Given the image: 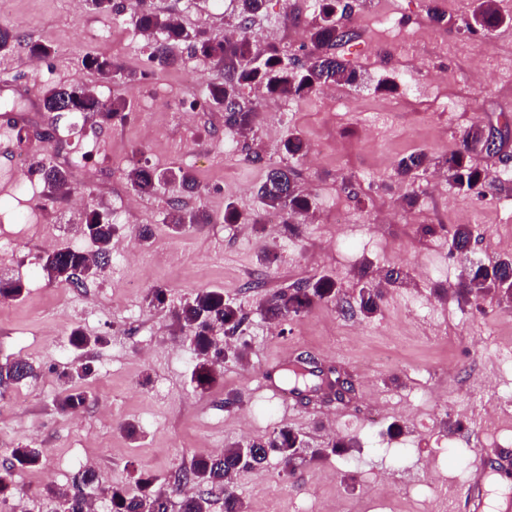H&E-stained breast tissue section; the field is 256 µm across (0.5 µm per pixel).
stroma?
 Instances as JSON below:
<instances>
[{"instance_id":"obj_1","label":"stroma","mask_w":512,"mask_h":512,"mask_svg":"<svg viewBox=\"0 0 512 512\" xmlns=\"http://www.w3.org/2000/svg\"><path fill=\"white\" fill-rule=\"evenodd\" d=\"M347 3L345 22L356 37L336 55L362 82L336 85V105L321 93L267 97L249 157L233 158L225 155L224 140L238 131L225 125L222 109L208 105L182 120L162 110L223 82V64L182 43L172 49L173 65L153 67V45L129 16L91 11L84 0H0V25L52 48L38 72L29 70L24 49L0 57V115L19 118L25 136L17 142L0 127V236L11 241L0 252V278L24 286L20 299L0 301V361L22 357L40 368L37 380L0 401V460L20 445L44 452L40 466L17 471L18 493L13 502H0V512L15 503L25 512H59L49 489L69 486L87 459L112 484L133 482L142 470L166 488L196 457L283 426L310 448L335 437L353 447L291 474L273 457L263 469L239 472L235 486L248 512H325L329 505L337 512H463L460 493L482 451L493 495L512 494V480L496 476L494 454L495 444L512 446V425L488 436L477 419L480 400L512 394V303L488 298L466 305L450 292L465 262L512 255V140L498 154H474L488 175L479 197L428 172L411 184L396 173L406 154L422 150L436 158L459 149L470 127H512V0H497L507 22L490 38L461 26L473 0H389L405 35L430 23L434 8L455 21L439 26L435 41L405 52L376 19L374 0ZM152 7L215 42L240 22L238 0H152ZM293 9L294 0H267L248 30L257 53L277 48L305 56L307 31L293 36L282 24ZM90 54L150 76L135 85L103 78L84 68ZM404 71L413 73L419 91L398 84ZM382 80L396 82V89L377 91ZM56 85L92 86L105 98L122 94L131 109L107 122L29 111V100H41ZM292 132L307 144L306 155L293 160L283 149ZM90 145L95 151L86 171L68 169L80 203L75 210L70 196H48L39 169L45 163L68 168L66 154ZM18 149L30 155V173L13 169ZM136 163L189 170L201 190L191 203L203 206L210 222L172 233L165 216L181 192L169 187L134 198L127 172ZM285 164L312 202L299 236L279 224L225 223L230 203L257 213L268 167ZM132 198L138 201L133 221L118 225L97 279L79 288L48 280L40 257L47 248L71 245L69 225L80 224L86 210L111 211ZM343 208L353 222L340 230L336 213ZM425 224L440 227V234H422ZM458 224L475 228L464 259L444 237ZM264 251L273 261L263 266ZM392 268L409 279L384 286L380 310L369 319L342 314L330 302L274 324L256 312L260 302L301 280L331 276L350 299L364 280L379 281ZM249 274L261 287L243 286ZM157 287L165 288L166 301L153 306L149 295ZM201 288L222 291L248 315L247 358L227 360L208 391L192 381L195 354L175 317ZM76 327L103 337V344L74 350L69 336ZM283 350L337 368L349 378L351 394L339 401L318 392L283 408L263 386L268 358ZM79 361L92 369L82 382L87 403L78 413L60 412L63 374ZM235 394L240 403L226 405ZM129 420L140 427L134 441L122 430ZM394 422L401 433H389Z\"/></svg>"}]
</instances>
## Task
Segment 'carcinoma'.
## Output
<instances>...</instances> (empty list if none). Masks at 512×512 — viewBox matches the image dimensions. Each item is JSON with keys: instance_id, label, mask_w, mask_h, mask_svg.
<instances>
[{"instance_id": "1", "label": "carcinoma", "mask_w": 512, "mask_h": 512, "mask_svg": "<svg viewBox=\"0 0 512 512\" xmlns=\"http://www.w3.org/2000/svg\"><path fill=\"white\" fill-rule=\"evenodd\" d=\"M265 0H240V24L248 29L249 23L262 10ZM340 0H320L319 9L308 31L312 50L302 63L288 57L278 49H272L258 57L249 36L243 33L234 40L214 43L200 40L191 34L172 15L143 9L132 18L135 28L153 42L151 60L163 67L172 63L170 48L179 43L194 42L195 49L205 59L224 62V83L212 84L206 90L208 103L224 109V122L241 131L251 129L255 112L246 104L241 94L245 86H258L270 95L287 93L303 99L311 96L325 83L354 85L359 72L347 67L336 58V47L351 41L355 31L336 20L337 4ZM504 22L494 0H477L471 20L465 22L469 33L495 29ZM21 47L35 57L50 54L48 46L39 42H21L9 28L0 26V55H6ZM83 65L103 77H121L125 82L134 81L125 75L121 66L103 56H87ZM130 107V100L118 95L111 100L97 96L90 88L83 86H59L46 92L43 108L47 112H93L105 120H111ZM487 147L484 128L472 126L463 138V147L448 153L441 165L448 172L451 186L464 193H480L486 173L472 163V154ZM428 156L425 152L410 153L401 157L397 173L403 178L414 179L423 171ZM45 185L53 193H67L68 174L53 165L40 168ZM127 180L134 194L140 197L156 195L164 185L176 183L184 191L196 189V181L182 168L159 171L148 165L135 164L127 174ZM261 204L283 213L284 228L295 229L294 220L310 209V199L297 188L294 171L286 166L272 167L258 188ZM166 222L176 232L191 224H205L207 218L200 210H189L173 205L167 213ZM224 223L257 224L255 215H245L229 204L224 209ZM83 226L87 237L96 247L89 255L81 250L58 247L45 252L41 258V270L50 280L78 286L83 279L100 275L102 260L109 255L116 227L97 209L85 214ZM473 236L472 229L457 226L451 233L452 248L464 251ZM512 279V256H506L488 265L470 264L459 287L453 289L457 297L466 302H478L488 296L497 295L496 285ZM382 291L367 282L358 291L355 303L365 318L375 316L379 308ZM341 302L340 289L334 279L320 276L293 285L287 292L279 293L260 306V315L268 321H280L290 316L309 312L319 302ZM178 321L188 331L187 340L196 355L192 378L196 387L207 391L216 384L221 375L224 360L244 357L247 345L242 343L233 349L218 345L212 336L216 328L234 334L241 330L247 315L236 303L224 299V293L202 288L180 304L176 311ZM303 372L288 368V379L295 388L319 391L334 387L336 379L324 374V370L312 366L307 358H299ZM91 372L89 365L77 362L66 374L68 387L57 406L62 412H74L82 408L87 393L76 382ZM38 376L37 368L31 362L17 358L0 363V396L9 389ZM303 441L288 428H279L268 436L230 444L219 455L199 457L191 466L182 471L174 487H156V479L141 473L135 479L132 489L108 484L94 469L78 473L72 484L54 492L62 500V512H90L91 500L104 496L109 503V512H209L208 490L213 486L224 488V512H246L243 497L234 485V478L243 469L240 465V449H250L249 469L260 470L268 457H276L283 469L293 473L298 464L322 460L330 455L344 452L348 444L344 440L332 443L329 448H317L309 456L300 454ZM43 450L40 448L18 447L9 449L8 456L0 461V500L6 501L15 495V472L22 468L40 465Z\"/></svg>"}]
</instances>
